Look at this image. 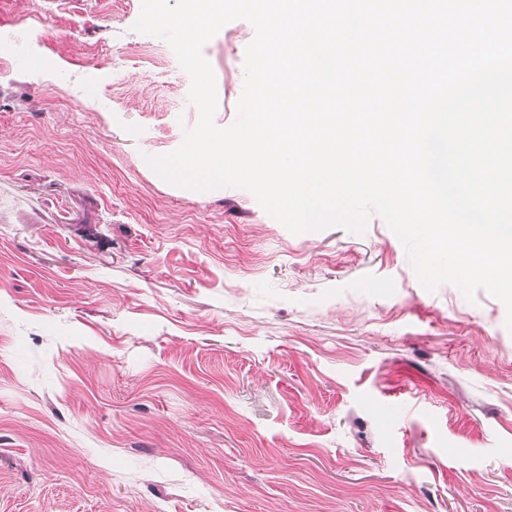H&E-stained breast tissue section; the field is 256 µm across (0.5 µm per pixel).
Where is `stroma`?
I'll return each instance as SVG.
<instances>
[{
	"label": "stroma",
	"instance_id": "1",
	"mask_svg": "<svg viewBox=\"0 0 512 512\" xmlns=\"http://www.w3.org/2000/svg\"><path fill=\"white\" fill-rule=\"evenodd\" d=\"M140 10L0 0V512H512L504 304L157 176L199 111ZM253 37L202 48L217 127Z\"/></svg>",
	"mask_w": 512,
	"mask_h": 512
}]
</instances>
